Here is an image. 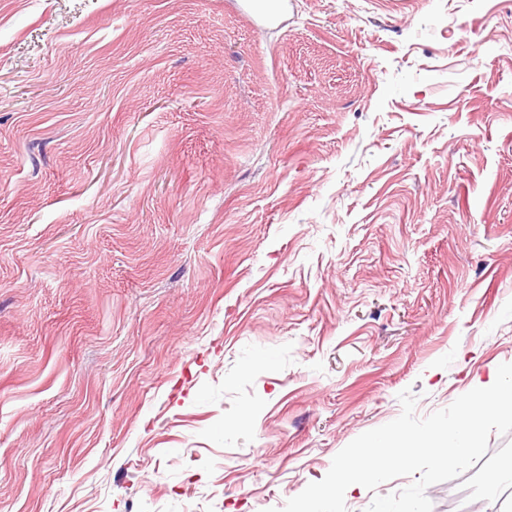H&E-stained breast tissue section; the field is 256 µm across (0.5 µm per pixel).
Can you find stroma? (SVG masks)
<instances>
[{
  "mask_svg": "<svg viewBox=\"0 0 512 512\" xmlns=\"http://www.w3.org/2000/svg\"><path fill=\"white\" fill-rule=\"evenodd\" d=\"M504 363L501 0H0V512H276Z\"/></svg>",
  "mask_w": 512,
  "mask_h": 512,
  "instance_id": "1",
  "label": "stroma"
}]
</instances>
